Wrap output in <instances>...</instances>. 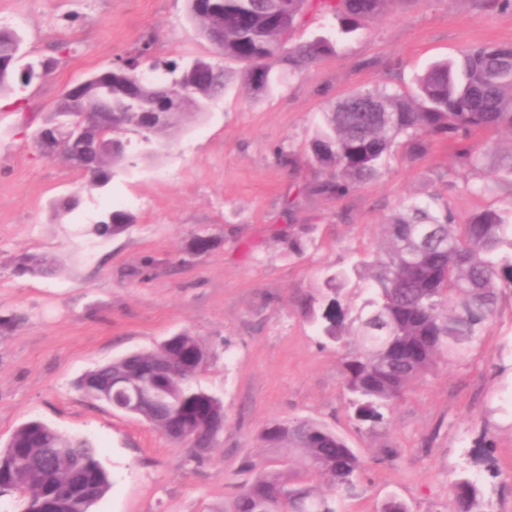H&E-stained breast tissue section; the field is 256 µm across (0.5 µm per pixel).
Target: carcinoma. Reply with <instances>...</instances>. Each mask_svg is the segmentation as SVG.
Instances as JSON below:
<instances>
[{"mask_svg":"<svg viewBox=\"0 0 512 512\" xmlns=\"http://www.w3.org/2000/svg\"><path fill=\"white\" fill-rule=\"evenodd\" d=\"M336 16V37L382 14L390 0H323ZM308 0H188L197 32L226 60L249 66L251 88L269 87L270 60L299 70L334 49L325 35L288 45V33ZM23 39L0 29V93L28 86L43 75L28 65L21 71ZM137 61L99 71L67 89L41 130L50 138L37 147L60 154L104 186L111 169L125 160L124 131L142 140L165 142L182 126L188 111L199 109L232 83L227 69L198 60L171 80L141 83ZM181 91L182 112L162 119L148 107L164 87ZM366 97L373 107L350 105ZM508 130L512 134V44L469 47L459 57L437 60L416 78L410 93L359 90L323 113L311 141L312 159L329 172L310 191L343 197L376 179L392 145L402 140L412 156L425 154L429 138L454 144L463 169H481L495 147L477 136ZM491 188L507 190L503 207L454 223L448 206L414 197L384 225L385 257L364 260L330 273L324 303L316 317L322 336H343L347 310L342 290L352 277L367 282L360 310V346L341 360L355 419L373 429L385 424V410L400 399L409 383L430 372L438 358L464 363L481 343L485 326L498 310L499 291L512 289V152L497 158ZM114 210L99 221L97 232L111 236L134 223ZM16 272L48 276L59 271L55 260L28 254L14 261ZM208 353L198 337L181 331L155 348L118 358L86 371L78 380L85 396L124 410L135 397V416L168 438L186 443L193 457L211 447L219 429L213 421L224 412L219 398L195 384ZM260 439L269 447L304 451L308 469L330 488L351 491L360 476V457L324 425L301 419L269 424ZM112 479L93 441L66 434L40 420L20 424L0 447V497H15L21 512H89L111 489ZM448 512H473L477 485L467 477L453 483ZM223 512H335L331 502L286 472H258L224 503Z\"/></svg>","mask_w":512,"mask_h":512,"instance_id":"obj_1","label":"carcinoma"}]
</instances>
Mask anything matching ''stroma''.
I'll use <instances>...</instances> for the list:
<instances>
[{"label": "stroma", "mask_w": 512, "mask_h": 512, "mask_svg": "<svg viewBox=\"0 0 512 512\" xmlns=\"http://www.w3.org/2000/svg\"><path fill=\"white\" fill-rule=\"evenodd\" d=\"M0 28L23 32L26 59L54 62L0 96L1 444L32 419L92 439L112 488L90 512H220L252 478L244 460L301 471L296 451L259 435L274 421L309 419L362 461L356 489L332 493L336 512H380L392 496L410 512H448L462 475L478 481L476 512H512V291L468 361H438L375 430L353 419L341 371L357 333L327 343L309 312L328 269L380 251L383 226L407 197L439 198L460 224L500 207L484 188L489 172L458 167L435 138L420 158L396 146L381 176L347 196L307 190L326 176L309 159L323 112L364 88L411 91L429 63L465 48L512 44V10L391 0L315 63L272 64L261 92L245 84L244 64L228 62L234 83L171 141L151 148L127 133V160L102 188L61 155H40L31 136L65 90L142 46L150 53L140 70L157 76L215 59L187 0H0ZM72 195L77 206L56 218L55 204ZM115 209L134 224L98 236L95 225ZM199 235L213 246L195 254ZM24 254L55 258L59 273H15ZM183 330L210 354L198 385L224 404V429L196 460L186 444L76 387L89 369Z\"/></svg>", "instance_id": "obj_1"}]
</instances>
